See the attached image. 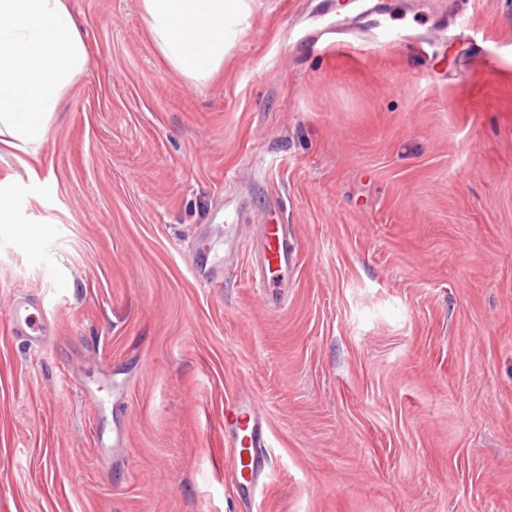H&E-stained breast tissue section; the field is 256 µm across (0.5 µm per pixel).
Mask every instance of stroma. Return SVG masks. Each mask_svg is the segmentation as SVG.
I'll return each instance as SVG.
<instances>
[{
  "instance_id": "35a3bbf8",
  "label": "stroma",
  "mask_w": 512,
  "mask_h": 512,
  "mask_svg": "<svg viewBox=\"0 0 512 512\" xmlns=\"http://www.w3.org/2000/svg\"><path fill=\"white\" fill-rule=\"evenodd\" d=\"M90 53L37 162L0 154V512H512V0L425 60L314 52L336 0H252L204 84L163 60L139 0H70ZM492 69L460 68L470 41ZM440 72L421 80L418 68ZM296 234L269 306L219 208ZM38 234L39 253L20 240ZM225 245V244H224ZM50 337L28 346L9 307ZM123 468L86 387L112 396ZM251 392L272 474L237 493L224 400ZM191 259V268L196 278L209 288H220L224 285L229 261L226 253L220 255L215 244H210L203 253L195 252ZM11 322L15 334L27 337L35 345L43 343L49 336L50 326L40 315L29 312V307L14 303L11 307Z\"/></svg>"
}]
</instances>
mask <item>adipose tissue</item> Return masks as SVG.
Wrapping results in <instances>:
<instances>
[{
  "instance_id": "ef3b65f1",
  "label": "adipose tissue",
  "mask_w": 512,
  "mask_h": 512,
  "mask_svg": "<svg viewBox=\"0 0 512 512\" xmlns=\"http://www.w3.org/2000/svg\"><path fill=\"white\" fill-rule=\"evenodd\" d=\"M163 58L210 81L249 25L247 0H140ZM85 34L68 0H0V152L37 158L68 89L87 71Z\"/></svg>"
}]
</instances>
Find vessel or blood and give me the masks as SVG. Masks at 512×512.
I'll return each mask as SVG.
<instances>
[{"label": "vessel or blood", "mask_w": 512, "mask_h": 512, "mask_svg": "<svg viewBox=\"0 0 512 512\" xmlns=\"http://www.w3.org/2000/svg\"><path fill=\"white\" fill-rule=\"evenodd\" d=\"M337 50L357 48L361 52L385 51L398 48L406 54L420 56L426 47L441 42L448 28L439 24L429 28L423 40L408 41L402 33V17L389 12L383 26L358 25L345 22L337 25ZM224 239L236 244L249 242L257 255L259 268L267 285L280 286L296 266L295 239L287 225L262 220L256 240H248L247 224L238 212H225ZM229 261L220 255L216 245H209L197 254L191 263L196 278L207 287L220 288ZM11 322L15 334L27 337L35 345L45 341L50 326L40 315L30 312L27 305L16 303L11 307ZM224 434L232 450V477L247 497H255L272 471L269 452V433L261 402L252 395H236L224 403Z\"/></svg>", "instance_id": "1"}]
</instances>
